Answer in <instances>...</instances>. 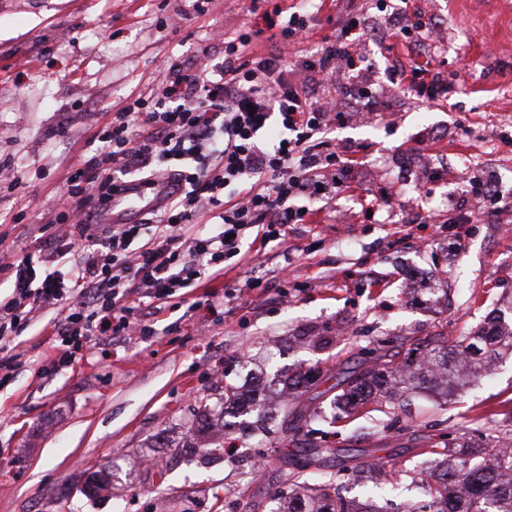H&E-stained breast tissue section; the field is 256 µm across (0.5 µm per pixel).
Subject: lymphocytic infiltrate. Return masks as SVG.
I'll return each mask as SVG.
<instances>
[{"mask_svg":"<svg viewBox=\"0 0 512 512\" xmlns=\"http://www.w3.org/2000/svg\"><path fill=\"white\" fill-rule=\"evenodd\" d=\"M316 22L305 0L274 7L261 25L225 38L221 66L207 65L205 45L193 58L167 59L154 77L160 96L132 94L110 112L91 136L95 154L67 178L54 209L55 223L76 225L78 236L47 238L36 252L0 265L11 285L0 299V352L36 311L49 315L57 338L55 370L99 337L151 335L133 320L145 300L193 287L210 267L239 256L247 237L266 243L282 239L288 225L314 223L316 210L302 202L347 196L345 175L361 149H337L329 131L353 113L381 111L383 92L360 78L369 64L358 50L368 34L359 12L337 20L313 55L284 65L285 48ZM340 71L350 79L347 109L311 91ZM391 79L421 101L448 91L442 72L419 65L394 69ZM273 126L280 137L262 140ZM159 184L167 192L154 223L116 224L95 241L115 196ZM185 224L206 230L186 238ZM139 238L143 246L132 251ZM61 262L67 276L51 274Z\"/></svg>","mask_w":512,"mask_h":512,"instance_id":"obj_1","label":"lymphocytic infiltrate"}]
</instances>
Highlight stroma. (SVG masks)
I'll return each mask as SVG.
<instances>
[{
  "instance_id": "35a3bbf8",
  "label": "stroma",
  "mask_w": 512,
  "mask_h": 512,
  "mask_svg": "<svg viewBox=\"0 0 512 512\" xmlns=\"http://www.w3.org/2000/svg\"><path fill=\"white\" fill-rule=\"evenodd\" d=\"M277 0H212L192 15L189 0H6L0 5V164L19 184L0 189V264L33 251L50 234L51 208L67 177L93 153L88 140L131 91L158 95L152 74L167 58L193 56L211 32L261 20ZM426 24L424 60L450 89L428 103L389 84L390 45L417 56L373 0H323L310 38L289 46L294 62L331 34L328 17L366 13L385 42L367 41L366 76L391 99L336 128V140L364 145L348 176L349 197L324 206L313 224H292L285 239L243 240V261L163 303L148 338L104 337L70 367L45 366L56 353L48 316L35 315L16 338L17 361L0 366V512H277L279 460L250 480L244 458L266 448L297 451V436L234 433L232 454H193L200 419L225 385L247 404H270L284 377L308 369L321 379L302 395L310 425L339 448L385 444L401 452L398 427L454 447L493 449L512 437V355L448 395L412 397L405 411L368 405L348 418L332 401L349 372L370 367L372 349L426 351L512 318V211L470 224H413L422 202L413 185L419 157L436 161L431 184L440 212L459 209L473 173L506 175L512 194V0H404ZM259 13H251L252 5ZM66 126L65 139L48 133ZM272 291L259 294L253 277ZM112 467V489L84 496L86 471Z\"/></svg>"
}]
</instances>
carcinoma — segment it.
<instances>
[{
	"mask_svg": "<svg viewBox=\"0 0 512 512\" xmlns=\"http://www.w3.org/2000/svg\"><path fill=\"white\" fill-rule=\"evenodd\" d=\"M509 351L512 330L502 333L493 325L474 336H462L452 345L444 342L421 355L409 354L400 362L394 361L390 351L375 349L374 368L352 375L338 400L345 405H363L373 394L382 393L395 409L407 392L435 384L451 389L461 375L488 371L500 355ZM200 429L212 431L215 440V448L202 452L211 455L223 449L224 428H214L205 418ZM424 446V453L431 456L429 472L390 461L369 463L366 469L410 481L417 490L413 512H512V442L499 444L491 453L479 445L439 451L428 439ZM343 452L342 448L307 438L304 453L288 459V505L278 512H389L384 506L360 507L340 494L338 474L349 471V459ZM330 463L336 464L338 472L330 473L325 483L312 487L303 479L307 468Z\"/></svg>",
	"mask_w": 512,
	"mask_h": 512,
	"instance_id": "cac0c4a2",
	"label": "carcinoma"
}]
</instances>
